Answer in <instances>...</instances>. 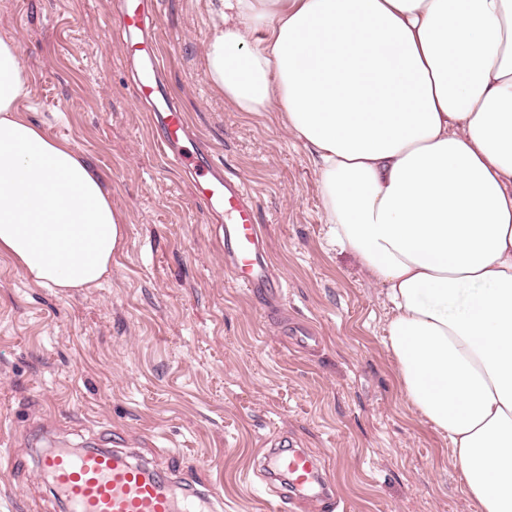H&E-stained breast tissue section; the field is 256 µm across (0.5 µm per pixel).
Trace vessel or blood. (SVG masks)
Wrapping results in <instances>:
<instances>
[{"instance_id":"b4317fda","label":"vessel or blood","mask_w":512,"mask_h":512,"mask_svg":"<svg viewBox=\"0 0 512 512\" xmlns=\"http://www.w3.org/2000/svg\"><path fill=\"white\" fill-rule=\"evenodd\" d=\"M152 6L153 0H126L112 21L113 30L122 38L124 56L142 65L135 96L154 103L151 118L158 131L159 148L172 163L191 172V191L197 203L223 217L218 235L224 246V266L232 280L258 304L273 302L282 288L270 266L252 193L209 153L189 148L185 115L172 103L166 86L155 74L156 47L144 35ZM272 466L287 474L290 492L304 497L315 512H338L340 503L323 488L309 454L285 448L275 454ZM37 471L50 480L65 512H216L221 502L208 491L175 494L172 479L110 448L49 450L39 456Z\"/></svg>"}]
</instances>
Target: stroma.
<instances>
[{
  "mask_svg": "<svg viewBox=\"0 0 512 512\" xmlns=\"http://www.w3.org/2000/svg\"><path fill=\"white\" fill-rule=\"evenodd\" d=\"M159 77L192 139L251 189L277 303L224 272L184 172L153 147L150 114L112 33L118 0H0V39L30 78L19 109L68 142L126 218L101 287L60 293L0 257V512H61L36 461L47 448H122L223 512H313L258 496L266 454L296 445L345 512H473L447 439L403 398L383 338L391 308L329 242L318 176L273 112H239L210 84V0H154ZM318 341L292 348L288 324Z\"/></svg>",
  "mask_w": 512,
  "mask_h": 512,
  "instance_id": "35a3bbf8",
  "label": "stroma"
}]
</instances>
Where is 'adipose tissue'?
Segmentation results:
<instances>
[{
  "instance_id": "obj_1",
  "label": "adipose tissue",
  "mask_w": 512,
  "mask_h": 512,
  "mask_svg": "<svg viewBox=\"0 0 512 512\" xmlns=\"http://www.w3.org/2000/svg\"><path fill=\"white\" fill-rule=\"evenodd\" d=\"M209 80L275 112L324 222L391 306L405 401L447 438L476 512H512V0H217ZM0 39V256L92 288L125 220L99 174L18 104Z\"/></svg>"
}]
</instances>
